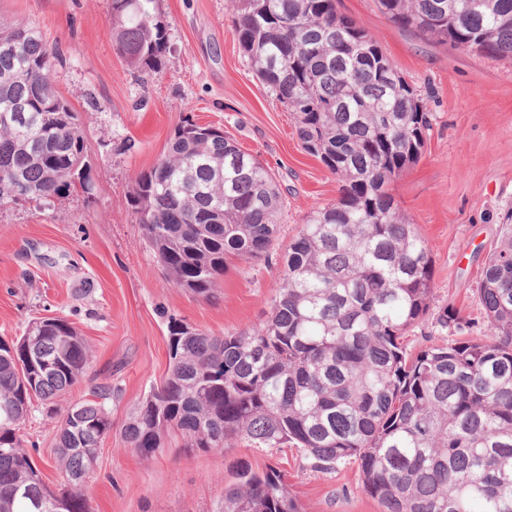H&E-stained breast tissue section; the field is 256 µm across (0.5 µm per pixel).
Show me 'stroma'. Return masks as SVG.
Instances as JSON below:
<instances>
[{"label":"stroma","mask_w":512,"mask_h":512,"mask_svg":"<svg viewBox=\"0 0 512 512\" xmlns=\"http://www.w3.org/2000/svg\"><path fill=\"white\" fill-rule=\"evenodd\" d=\"M337 8L377 40L433 114L421 159L395 185L433 261L429 317L407 347L428 336L439 343L482 337V264L512 214V62L426 45L392 24L375 0H338ZM160 11L169 50L162 71L145 77L125 64L108 33L112 0H0V18L34 21L54 48L55 89L85 122L91 182L86 192L0 206V336L58 316L91 343L97 380L114 390L112 432L87 481L94 512H215L235 460L285 473L302 512H381L352 464L320 470L302 450L246 443L145 459L121 436L134 403L166 373L169 315L216 336L236 333L264 318L279 283L273 258L235 261L214 303L168 282L129 195L174 128L186 117L221 128L275 171L287 204L281 242L339 189L302 149L291 114L252 73L230 0H160ZM449 305L459 323L444 329L437 319ZM21 434L36 444L32 457L46 483L63 487L44 406H34Z\"/></svg>","instance_id":"1"}]
</instances>
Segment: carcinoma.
I'll use <instances>...</instances> for the list:
<instances>
[{"label":"carcinoma","instance_id":"carcinoma-1","mask_svg":"<svg viewBox=\"0 0 512 512\" xmlns=\"http://www.w3.org/2000/svg\"><path fill=\"white\" fill-rule=\"evenodd\" d=\"M256 76L293 115L302 148L339 196L306 215L282 255L269 314L211 336L173 315L168 370L121 429L151 458L179 442L223 451L250 441L301 449L313 466L357 465L381 512H512V224L500 225L478 288L487 334L415 352L432 259L392 194L422 157L432 114L376 39L336 0H232ZM426 44L512 60V0H377ZM159 0H112L108 31L150 77L168 48ZM54 50L30 21L0 22V205L18 179L41 202L89 185L85 123L54 87ZM188 119L140 173L130 207L168 281L205 301L235 260L266 259L285 199L275 175L224 134ZM87 339L64 318L0 337V512H93L85 490L112 433V385L57 416L50 404L90 375ZM56 419L57 492L21 438L33 401ZM62 508L56 509L55 503ZM216 512H300L288 480L234 466Z\"/></svg>","mask_w":512,"mask_h":512}]
</instances>
